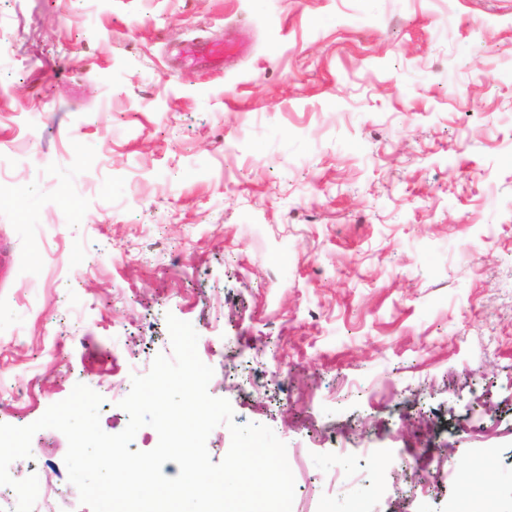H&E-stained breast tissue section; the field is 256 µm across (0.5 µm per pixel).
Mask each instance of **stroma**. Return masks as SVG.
<instances>
[{"mask_svg": "<svg viewBox=\"0 0 512 512\" xmlns=\"http://www.w3.org/2000/svg\"><path fill=\"white\" fill-rule=\"evenodd\" d=\"M0 154V424L81 383L121 432L171 314L292 512H512V0H0ZM31 447L33 512H90ZM244 51V44H223L219 41L203 38L187 41L178 48L177 57L186 65L204 64L212 68H222L230 59Z\"/></svg>", "mask_w": 512, "mask_h": 512, "instance_id": "1", "label": "stroma"}]
</instances>
